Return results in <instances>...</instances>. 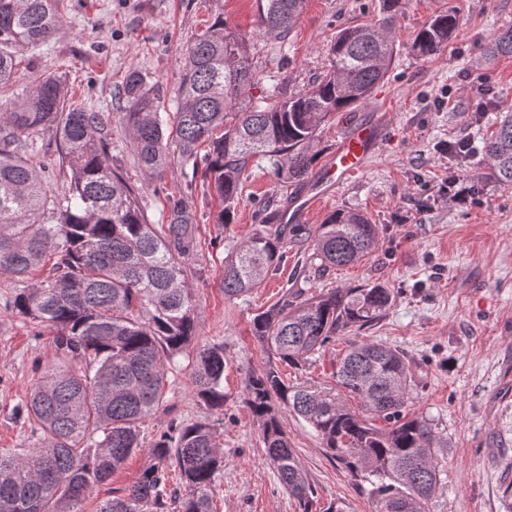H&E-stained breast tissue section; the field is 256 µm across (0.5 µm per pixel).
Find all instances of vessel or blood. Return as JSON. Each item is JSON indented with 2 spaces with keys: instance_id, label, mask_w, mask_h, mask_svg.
<instances>
[{
  "instance_id": "1",
  "label": "vessel or blood",
  "mask_w": 512,
  "mask_h": 512,
  "mask_svg": "<svg viewBox=\"0 0 512 512\" xmlns=\"http://www.w3.org/2000/svg\"><path fill=\"white\" fill-rule=\"evenodd\" d=\"M383 140L380 127L358 124L337 143L321 174L314 180V195H301L289 210L291 223L306 221L315 201L340 189L349 179L362 173Z\"/></svg>"
}]
</instances>
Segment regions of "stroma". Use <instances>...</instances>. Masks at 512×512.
I'll return each instance as SVG.
<instances>
[{
  "instance_id": "obj_1",
  "label": "stroma",
  "mask_w": 512,
  "mask_h": 512,
  "mask_svg": "<svg viewBox=\"0 0 512 512\" xmlns=\"http://www.w3.org/2000/svg\"><path fill=\"white\" fill-rule=\"evenodd\" d=\"M60 9L64 24L50 44L20 47V65L0 101L8 102L39 76L55 74L75 99L112 113V155L157 223L166 192L183 190L185 181L177 168L144 180L119 120L127 73H148L167 111H175L185 46L220 14L246 38L260 88L284 81L291 90L306 89L323 74L336 31L376 21L380 0H307L285 38L260 28L259 0H61ZM448 9L457 10L460 21L447 47L419 56L413 49L417 31ZM509 25L512 0H408L393 32L396 58L387 78L365 103L335 113L320 127L319 170L354 125L384 126L383 144L366 169L325 199L313 218L318 225L345 209L377 225L376 248L354 265L303 281L310 244L292 241L278 269L251 293L226 299L225 245L249 236L265 200L288 201L300 189L284 184L267 160L253 159L242 198L225 224L216 193L193 186L202 250L188 263L199 331L188 350L223 343L224 409L211 412L201 404L188 361L180 359L168 372L162 406L141 426V438L150 444L173 419L215 424L224 448V469L213 485L216 512H300L266 459L261 426L244 404L249 373L267 363L252 335L255 315L290 286H302L311 297L329 288L374 284L393 292L385 317L336 338L305 368L285 369V380L333 393L334 372L349 342L373 338L402 350L418 382L412 411L432 419L448 439L429 512H512V187L490 178L480 150L497 120L512 112V56L486 53L492 36ZM460 137L471 140L473 152L450 155L449 142ZM452 180L469 188V195L449 199ZM13 291V280L0 275V453L27 445L30 426L15 419V407L37 369L56 360L51 335H35L28 320L4 307ZM281 420L316 491L311 512H374L372 499L326 454L307 422L287 412ZM145 460L141 453L132 456L93 490L84 512H98L103 500L124 495Z\"/></svg>"
}]
</instances>
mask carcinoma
Returning <instances> with one entry per match:
<instances>
[{
	"instance_id": "carcinoma-1",
	"label": "carcinoma",
	"mask_w": 512,
	"mask_h": 512,
	"mask_svg": "<svg viewBox=\"0 0 512 512\" xmlns=\"http://www.w3.org/2000/svg\"><path fill=\"white\" fill-rule=\"evenodd\" d=\"M59 2L0 0V83L15 65L16 46L38 48L55 37ZM304 3L261 0L259 26L290 35ZM404 4L382 0L377 21L339 29L327 73L297 94L280 83L253 95L258 79L249 44L227 28L222 13L185 47L172 122L146 74L130 72L122 85L123 121L143 177L152 181L177 164L187 186L199 180L216 192L227 217L254 158L296 184L307 182L321 125L367 100L387 77L396 56L391 32ZM458 24L453 11L434 14L414 49L436 54ZM491 52L512 56V27L493 35ZM483 151L498 181L511 187V112ZM60 179L67 182L62 194L53 190ZM166 199L162 223L155 224L113 163L110 113L73 100L61 77L42 76L0 103V274L17 283L5 308L28 319L36 335L49 332L60 361L20 408L36 440L0 454V512H81L94 487L141 452L149 464L138 481L99 512H212L224 451L210 423L174 419L150 447L140 441L139 425L163 404L168 368L197 335L186 268L202 249L192 198L182 191ZM263 212L262 223L224 257L229 299L256 287L281 261L290 236L311 241L306 272L314 278L360 260L377 244V226L357 212L338 209L314 229L282 223L273 202ZM391 301L382 285L330 288L317 298L298 289L256 315L253 334L270 357L298 368L336 336L379 321ZM335 377L361 411L288 385L271 365L249 376L245 403L261 421L265 456L281 485L309 512L314 489L277 404L311 425L353 481L370 485L378 512H428L448 440L427 417L407 413L413 377L403 352L354 341ZM192 381L204 406L224 410V344L197 351ZM375 418L385 426H375Z\"/></svg>"
}]
</instances>
